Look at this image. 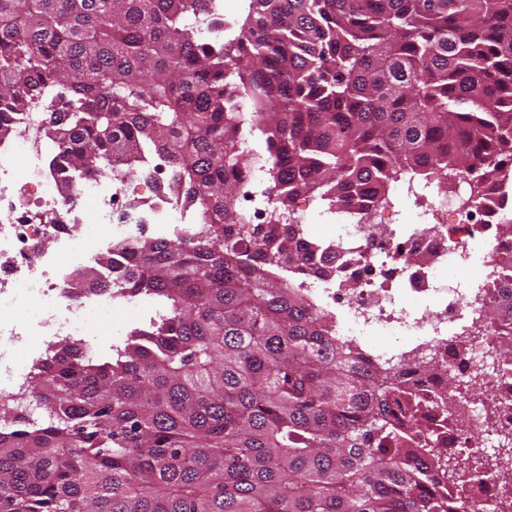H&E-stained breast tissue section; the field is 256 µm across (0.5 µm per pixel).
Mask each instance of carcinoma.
<instances>
[{"mask_svg": "<svg viewBox=\"0 0 512 512\" xmlns=\"http://www.w3.org/2000/svg\"><path fill=\"white\" fill-rule=\"evenodd\" d=\"M209 0H0V138L47 88L50 173L130 175L145 154L179 175L203 230L100 258L166 310L108 359L64 341L0 412V512H460L433 473L451 462L437 406L381 373L254 253L305 276L300 222L237 206L255 137L261 195L389 203L412 177L464 182L479 204L512 176V0H246L217 41L192 24ZM484 317L512 366V249L492 251ZM102 285L77 270L75 296ZM421 371L450 392L434 358Z\"/></svg>", "mask_w": 512, "mask_h": 512, "instance_id": "cac0c4a2", "label": "carcinoma"}]
</instances>
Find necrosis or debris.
I'll return each mask as SVG.
<instances>
[{"label":"necrosis or debris","instance_id":"1","mask_svg":"<svg viewBox=\"0 0 512 512\" xmlns=\"http://www.w3.org/2000/svg\"><path fill=\"white\" fill-rule=\"evenodd\" d=\"M51 106L46 100L20 114L13 145L0 144V306L21 309L34 302L39 307L37 314L17 320L0 318V405L17 401L29 377V360L54 344L82 337L81 355L89 361L111 344L108 316L130 293L111 275L104 289L72 297L71 277L78 268L115 243L127 246L123 259L131 264L132 247L144 233L162 240L196 229V215L181 196L176 174L156 155L144 164L162 188L138 203L127 201L128 178L83 173L75 177L74 197L58 200L42 152L43 116ZM245 146L250 162L239 174L243 201L262 224L269 206L257 203L253 188L267 171V154L256 140H246ZM18 156L24 159L20 169L14 163ZM405 191L420 204L416 223L365 221V214L382 212L369 198L349 209L320 210L327 234L304 225L315 256L335 257V280L298 277L284 266L279 273L302 288L313 312L332 316L337 339L356 343L375 367L398 371L430 354L465 366L457 393L468 411L466 421L452 423L439 413L431 421L454 440L473 438L460 451L469 475L452 492L472 512H512V459L502 458L504 448L512 446V405L494 403L497 396H512V371L500 370L482 311L493 279L489 232L512 199L465 206L430 181L407 183ZM419 252L429 255L427 265L411 263Z\"/></svg>","mask_w":512,"mask_h":512}]
</instances>
